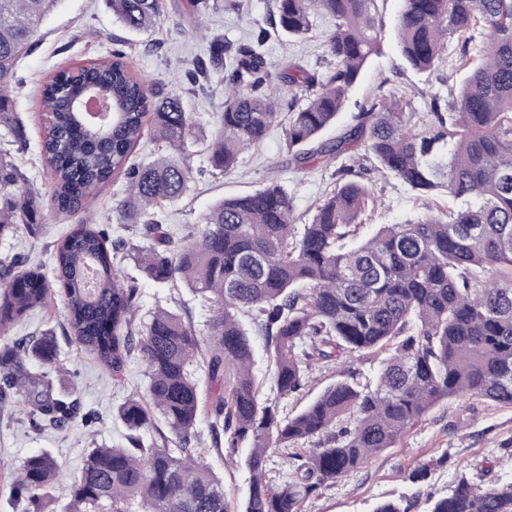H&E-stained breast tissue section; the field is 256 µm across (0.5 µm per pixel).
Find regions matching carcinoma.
Returning a JSON list of instances; mask_svg holds the SVG:
<instances>
[{
  "mask_svg": "<svg viewBox=\"0 0 512 512\" xmlns=\"http://www.w3.org/2000/svg\"><path fill=\"white\" fill-rule=\"evenodd\" d=\"M275 2L280 31L291 38L304 37L318 16L333 21V62L325 73L290 65L278 74L280 90L304 99L288 115L291 162L336 165V184L299 230L293 196L272 180L255 193L217 201L201 216L198 235L174 240L156 210L178 201L191 180L184 153L194 122L181 95L149 94L120 51L60 70L42 86L50 125L41 153L56 211L70 216L100 186L126 179L120 208L155 241L137 257L145 277L214 303L204 333L163 307L137 324V288L114 262L125 243L88 223L56 244L55 280L38 266L16 273V262L4 266L0 337L57 291L80 349L115 376L134 354L146 366V400L133 394L119 408L129 446L87 449L62 512H302L307 500L395 447L439 401L464 397L512 407V0H402L395 24L400 55L418 72L455 58L467 70L459 99L448 113L432 99L427 129L416 133L405 119L409 102L390 88L334 140L322 135L381 50L376 0ZM57 3L0 0V119L13 111L17 63ZM109 3L116 23L132 33L160 21L162 0ZM209 65L224 71L225 88L209 164L227 171L278 122V101L268 92L263 53L231 57L224 40L214 38L209 63L198 61L197 71L205 75ZM92 84L112 99L108 126L90 123L76 104ZM147 132L169 153L148 166L130 163ZM450 142L447 161L437 159ZM355 143L377 170L414 191L442 187L456 205L429 207L360 237L376 200L353 179V166L339 163ZM39 220L27 180L0 152V235ZM31 354L53 363L55 340L19 339L4 350V384L30 408L33 426H40L38 414L64 425L77 404L53 397L47 375L27 370ZM366 355L382 356L372 378L352 368ZM329 366L336 367L335 383L299 411L280 406L313 370ZM204 379L218 390L209 402L201 397ZM203 419L213 448L224 450L227 464L239 459L247 474L241 502L228 497L197 452ZM277 452L287 456L288 472L273 477ZM60 471L51 453L31 455L12 495L28 500L27 512H50ZM412 508L404 496L373 512ZM427 512H512V478L488 486L462 478Z\"/></svg>",
  "mask_w": 512,
  "mask_h": 512,
  "instance_id": "obj_1",
  "label": "carcinoma"
}]
</instances>
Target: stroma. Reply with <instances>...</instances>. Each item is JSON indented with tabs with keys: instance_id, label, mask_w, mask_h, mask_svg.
<instances>
[{
	"instance_id": "35a3bbf8",
	"label": "stroma",
	"mask_w": 512,
	"mask_h": 512,
	"mask_svg": "<svg viewBox=\"0 0 512 512\" xmlns=\"http://www.w3.org/2000/svg\"><path fill=\"white\" fill-rule=\"evenodd\" d=\"M158 26L151 32L132 34L113 19L106 0H60L46 17L32 52L17 68V85L12 93L13 109L25 131L27 147L14 153L13 161L30 183L41 203V221L25 224L15 233L0 236V262L22 257L30 263H50L56 240L81 220L89 219L109 238L127 244L119 259L128 278L139 287L141 311L156 306L178 309L194 323L203 319V303L187 288L161 286L146 279L134 260L137 251L150 246L140 225L128 223L120 211L126 196L124 179L101 187L75 216L59 217L51 204L53 185L40 158L46 117L42 109L40 84L55 70L85 65L120 50L129 66L144 76L153 89L181 94L185 108L197 123L200 139L187 152L192 170L191 188L179 202L165 206L164 223L175 238H186L199 227L201 215L215 202L262 189L278 179L294 198L297 216L309 220V208L331 189L336 181L331 168L299 172L285 167L288 157L286 122L276 123L259 147L246 150L237 166L228 172L212 170L206 159L207 141L214 132L224 107V73L197 74L195 62L207 58L211 37L223 38L230 51L260 46L279 73L291 62L311 71H325L330 60L327 39L331 19L319 17L306 38L291 39L276 31L274 0H224L221 7L193 11L188 0H164ZM401 0H377L383 25L382 50L373 57L355 84L338 125L350 123L366 100L377 94L381 82L399 89L410 103V122L422 126L426 105L438 98L441 108L452 105L464 74L448 65L426 73L407 69L396 49L394 23ZM358 174L359 182L372 190L376 211L372 224H399L421 214L418 192L393 175L379 172L363 152L351 151L344 158ZM65 305L62 299L43 310H35L19 320L9 340L37 339L53 335L58 344L55 363L45 366L38 359L28 362L32 370H46L54 397L77 402L80 414L65 427L49 421L32 426L28 409L14 394L0 400V512H23V505L10 494L11 480L24 459L47 451L56 456L67 472L77 473L85 452L92 445H126L128 431L118 416L127 396L144 391L146 367L138 356L129 358L123 372L112 375L63 332ZM92 422H85L86 413ZM431 462L426 480L409 486L406 476L418 464ZM487 484L512 475V408L498 407L478 399H451L435 406L396 447L374 457L362 470L305 502L303 512H371L381 499H396L417 490L415 512H426L428 497L448 493L460 476Z\"/></svg>"
}]
</instances>
